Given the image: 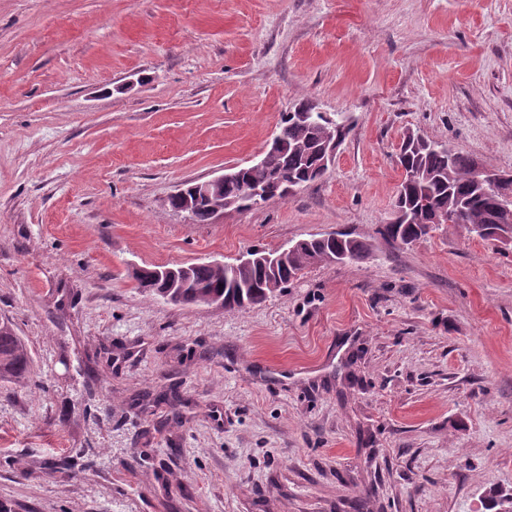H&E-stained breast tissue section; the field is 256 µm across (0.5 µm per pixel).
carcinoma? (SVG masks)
Instances as JSON below:
<instances>
[{
    "label": "carcinoma",
    "mask_w": 512,
    "mask_h": 512,
    "mask_svg": "<svg viewBox=\"0 0 512 512\" xmlns=\"http://www.w3.org/2000/svg\"><path fill=\"white\" fill-rule=\"evenodd\" d=\"M345 140L352 130L346 116L331 119L315 117L314 125L297 122L286 116L277 137L283 148L269 156L261 168L240 167L243 182L273 185L276 180L294 181L300 187L326 175L319 167L320 150L329 132ZM399 163L404 170L395 207L401 212L396 221L383 225L381 234L393 244L410 245L429 234L434 219L448 224H463L481 239L501 241L512 235V212L505 191L512 188V174L500 183H478L472 179L476 165L470 155L445 142L418 141L408 134L398 147ZM239 198V209H250L256 203L242 196L238 182L224 184V197ZM347 255V261L358 262L370 254V245L346 233L331 238L303 240V245L289 253L277 272L270 273L258 265L226 269L219 265L199 264L192 269V282L187 288L163 290L150 284L151 272L146 268L136 275L139 288L150 297L169 292L170 304L179 307L219 306L235 310L256 305L283 288L304 268L328 264L330 257ZM31 356L14 325L0 320V382L22 384L30 373Z\"/></svg>",
    "instance_id": "cac0c4a2"
}]
</instances>
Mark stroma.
I'll use <instances>...</instances> for the list:
<instances>
[{
	"mask_svg": "<svg viewBox=\"0 0 512 512\" xmlns=\"http://www.w3.org/2000/svg\"><path fill=\"white\" fill-rule=\"evenodd\" d=\"M352 117L322 179L210 224L183 183L299 104ZM512 171V0H0V382L14 512H496L512 493V245L380 233L406 131ZM345 231L227 311L139 268ZM31 356L14 325L0 320V382L23 384L30 373Z\"/></svg>",
	"mask_w": 512,
	"mask_h": 512,
	"instance_id": "obj_1",
	"label": "stroma"
}]
</instances>
